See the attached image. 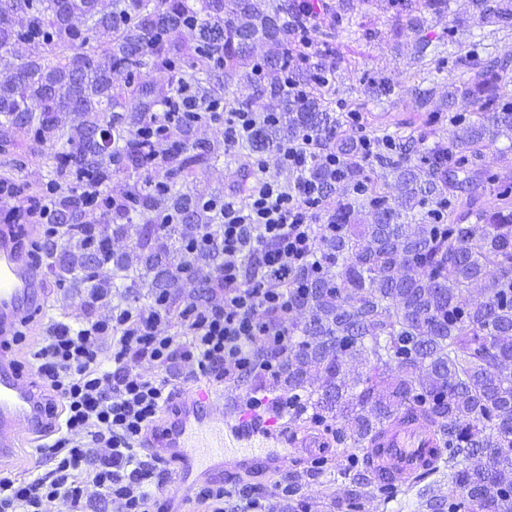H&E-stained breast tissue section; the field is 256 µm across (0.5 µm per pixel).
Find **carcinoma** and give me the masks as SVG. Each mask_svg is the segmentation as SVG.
<instances>
[{"label": "carcinoma", "instance_id": "carcinoma-1", "mask_svg": "<svg viewBox=\"0 0 512 512\" xmlns=\"http://www.w3.org/2000/svg\"><path fill=\"white\" fill-rule=\"evenodd\" d=\"M468 3L480 21L512 27V0ZM293 8L291 0H0V153H10L13 131L30 132L31 149L52 168L47 185L60 187L51 221L72 224L103 206L120 236L159 210L175 224L197 221L198 203L183 186L215 156L208 140L182 131L168 132L180 159L163 187L149 176L128 183L116 207L99 195L112 176L146 165L152 144L139 131L142 114L170 111L187 88L203 112L235 83L253 89L239 108L265 100L284 112L285 123L245 142L251 152L276 153L287 136H328L344 165H310L329 195V226L317 246L319 273L301 274L294 298L308 315L288 319L293 360L271 387L288 391L293 413L312 411L309 426L336 427L348 455L349 512L369 497H396L370 480L356 449L411 404L443 442L437 480L421 477L418 509L512 512V189L497 192L492 211L477 206L484 174L468 159L501 139L512 149V102L499 96L512 59L490 53L472 76L448 83L441 107L462 96L477 112L417 158L380 159L376 175L321 94L299 102L281 94ZM418 10L417 0L400 5L422 60L435 46L420 35ZM144 71L164 73L166 87L140 80ZM136 247L157 270L152 287H177L147 242ZM352 366L365 370L353 384ZM325 470L316 462L291 471L288 493Z\"/></svg>", "mask_w": 512, "mask_h": 512}]
</instances>
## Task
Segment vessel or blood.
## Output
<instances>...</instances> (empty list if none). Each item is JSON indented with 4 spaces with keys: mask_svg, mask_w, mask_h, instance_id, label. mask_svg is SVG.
Listing matches in <instances>:
<instances>
[{
    "mask_svg": "<svg viewBox=\"0 0 512 512\" xmlns=\"http://www.w3.org/2000/svg\"><path fill=\"white\" fill-rule=\"evenodd\" d=\"M37 232L34 224H0V467L40 432L44 415L39 393L17 370L19 352L11 343L45 302L42 272L26 245ZM145 445L178 464L180 486L187 491L216 476L237 481L256 473L287 472L293 442L276 417L255 421L225 406L223 396L198 388L179 399L176 414L149 432ZM257 447L263 455H254ZM362 453L381 482L408 485L435 459L436 428L408 410Z\"/></svg>",
    "mask_w": 512,
    "mask_h": 512,
    "instance_id": "vessel-or-blood-1",
    "label": "vessel or blood"
}]
</instances>
